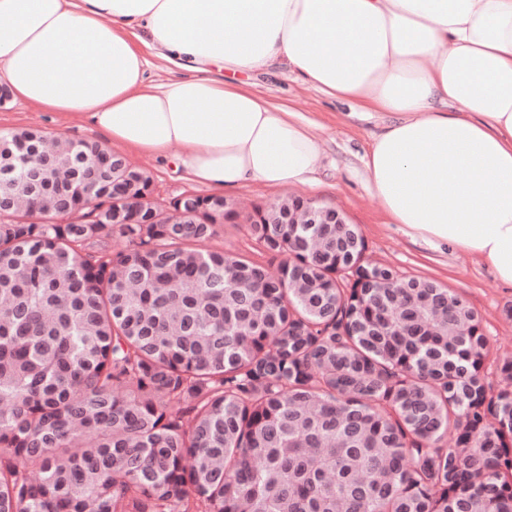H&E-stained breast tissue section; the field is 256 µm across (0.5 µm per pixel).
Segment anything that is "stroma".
Segmentation results:
<instances>
[{"mask_svg": "<svg viewBox=\"0 0 512 512\" xmlns=\"http://www.w3.org/2000/svg\"><path fill=\"white\" fill-rule=\"evenodd\" d=\"M234 82L309 119L310 133L321 144L322 155L314 184L269 187L248 183L227 191L226 199L248 208L298 194L341 209L351 223L358 225L368 244L370 259L389 264L404 276L428 278L462 294L482 316L494 351L512 355V317L505 314L506 307L512 305V286L498 280L488 264L477 257L445 246L434 248L412 241L403 225L388 222L379 199L368 187L364 157L374 136L381 131L385 115L365 117L359 102L326 94L277 63L236 75ZM28 126L39 127L51 136L63 134L72 141H106L82 117H66L11 100L0 105V131ZM122 154L133 166L150 172L158 199L210 192L208 186L176 172L173 162L167 159L127 148Z\"/></svg>", "mask_w": 512, "mask_h": 512, "instance_id": "1", "label": "stroma"}]
</instances>
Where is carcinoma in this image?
Here are the masks:
<instances>
[{"label": "carcinoma", "instance_id": "1", "mask_svg": "<svg viewBox=\"0 0 512 512\" xmlns=\"http://www.w3.org/2000/svg\"><path fill=\"white\" fill-rule=\"evenodd\" d=\"M41 137L0 133V512H512V357L461 294L301 196L244 216L276 270L210 249L212 197Z\"/></svg>", "mask_w": 512, "mask_h": 512}]
</instances>
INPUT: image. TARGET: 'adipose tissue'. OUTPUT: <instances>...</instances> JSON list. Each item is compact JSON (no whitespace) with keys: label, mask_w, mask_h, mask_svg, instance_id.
I'll return each instance as SVG.
<instances>
[{"label":"adipose tissue","mask_w":512,"mask_h":512,"mask_svg":"<svg viewBox=\"0 0 512 512\" xmlns=\"http://www.w3.org/2000/svg\"><path fill=\"white\" fill-rule=\"evenodd\" d=\"M172 77L146 81L149 58ZM385 112L366 179L391 223L512 284V0H0V82L216 191L308 185L299 113L217 77L273 63Z\"/></svg>","instance_id":"adipose-tissue-1"}]
</instances>
